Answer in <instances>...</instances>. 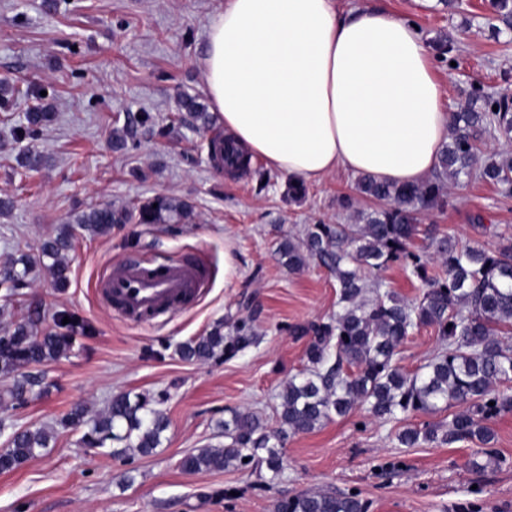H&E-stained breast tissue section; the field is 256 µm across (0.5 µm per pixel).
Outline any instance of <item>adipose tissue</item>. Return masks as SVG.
Wrapping results in <instances>:
<instances>
[{"label":"adipose tissue","instance_id":"obj_1","mask_svg":"<svg viewBox=\"0 0 512 512\" xmlns=\"http://www.w3.org/2000/svg\"><path fill=\"white\" fill-rule=\"evenodd\" d=\"M203 79L231 142L307 183L337 171L417 185L448 139L445 90L416 27L336 0H224Z\"/></svg>","mask_w":512,"mask_h":512}]
</instances>
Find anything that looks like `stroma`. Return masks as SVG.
<instances>
[{"mask_svg":"<svg viewBox=\"0 0 512 512\" xmlns=\"http://www.w3.org/2000/svg\"><path fill=\"white\" fill-rule=\"evenodd\" d=\"M412 22L427 47L451 39L435 66L444 81L448 112L459 111L472 83L486 92H512V32L489 22L490 0L458 9L441 0H359ZM224 0H0V81L13 86L0 99V266L21 254H38L56 228L84 211L112 205L139 209L158 196L188 203L186 223L114 225L111 232L79 237L68 255V288L57 289L48 271L36 269L29 288L6 296L0 288V329L28 310L42 314L41 330H58L71 315L74 347L34 367L41 380L19 409L0 402V417L32 430L55 425L73 404L104 413L123 391L160 398L169 427L150 455L113 458L85 447L80 433L58 431L55 446L20 468L0 472V512H273L278 498L299 491L356 492L368 512H512V412L493 418L491 456L476 443L399 444L407 427L445 423L460 405L435 413L380 420L366 407L289 437L284 468L266 467L189 474L190 452L223 444L217 427L226 410L257 412L277 427L278 394L307 365L306 339L296 326L325 321L338 310L335 277L309 264L288 271L279 243L311 224H354L376 201L357 188L356 176L332 175L288 195L289 178L261 160L250 171L217 172L208 142L223 133L219 113L203 127L181 109L183 95L207 102L202 59L212 16ZM37 104L55 118L35 138H18L17 126ZM124 147L113 140L140 113ZM41 151L46 165L30 171L24 148ZM448 204L420 215L411 250L433 254L449 237L458 247L495 248L512 237V200L476 178L447 180ZM484 217L476 228L472 215ZM190 259L205 286L186 307L152 325L129 322L103 297L100 275L114 263L147 266ZM369 285L405 301L424 287L403 262L370 275ZM249 317L255 345L221 361L187 362L176 347L216 323ZM442 348L434 328L411 333L399 348V364L412 374Z\"/></svg>","mask_w":512,"mask_h":512,"instance_id":"1","label":"stroma"}]
</instances>
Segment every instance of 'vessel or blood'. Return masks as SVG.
<instances>
[{
  "mask_svg": "<svg viewBox=\"0 0 512 512\" xmlns=\"http://www.w3.org/2000/svg\"><path fill=\"white\" fill-rule=\"evenodd\" d=\"M203 282L198 266L175 262L162 265L156 274L140 265L116 264L110 266L102 285L115 311L148 323L192 300Z\"/></svg>",
  "mask_w": 512,
  "mask_h": 512,
  "instance_id": "obj_1",
  "label": "vessel or blood"
}]
</instances>
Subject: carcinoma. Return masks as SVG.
<instances>
[{
    "label": "carcinoma",
    "instance_id": "1",
    "mask_svg": "<svg viewBox=\"0 0 512 512\" xmlns=\"http://www.w3.org/2000/svg\"><path fill=\"white\" fill-rule=\"evenodd\" d=\"M490 6L504 27L512 30V0H490ZM498 110H493V106ZM184 110L206 124L209 116L197 98L182 100ZM54 113L39 106L25 114L19 137H35L51 122ZM489 133L512 140V105L507 97L494 98L474 85L463 111L453 114L448 145L440 154L432 177L413 186L382 183L369 175L358 179L361 193L384 203L363 216L361 224H311L299 240L288 238L278 247L291 271L302 270L314 261L336 278V316L314 322L297 332L309 337L308 366L283 385L277 407L278 427L266 429L259 417L248 410L232 409L221 423L224 446L202 448L181 461L183 471L245 469L251 464L266 465L273 475L283 469V449L288 437L307 433L337 417L347 416L365 405L373 417L395 419L399 415L434 413L439 404L457 403L465 410L448 425L425 424L408 427L397 435L400 444L413 448L423 443L453 444L477 441L488 445L494 432L488 421L512 412V395L496 389L512 383V345L505 336L512 332V239L493 250L479 247L457 248L451 239L437 242L435 259L442 275L428 274V259L409 251L416 234L417 214L444 205L442 178L473 176L500 188L505 199L512 198V157L490 158L479 164V137ZM212 161L247 169L251 160L219 139L210 140ZM175 219L187 222L191 210L182 201L157 197L133 213L110 205L93 208L64 224L45 239L38 258L27 255L0 266V286L16 292L30 285V275L39 264L59 288L70 282L68 253L73 250L75 229L89 236L106 235L114 224H161ZM391 261H402L423 284L425 291L415 302H406L392 293L364 298L365 273L380 270ZM40 311L33 309L26 319L0 333V378L8 381L0 393L13 407L22 406L39 378L27 368L53 361L71 348L66 333L38 334ZM423 327L434 328L448 344V352L438 355L423 371L408 375L397 362V352L409 334ZM251 320L235 322L233 333L224 335L217 324L203 336L181 343L178 354L185 361H220L256 344ZM57 425L81 430V442L88 448L112 449L123 459L130 449L146 455L161 444L169 420L153 400L112 395L106 412L90 417L76 404ZM10 429L7 447L0 451V472H9L51 447L55 429H21L0 418V429ZM274 512H368V504L357 493L298 492L279 500Z\"/></svg>",
    "mask_w": 512,
    "mask_h": 512
}]
</instances>
